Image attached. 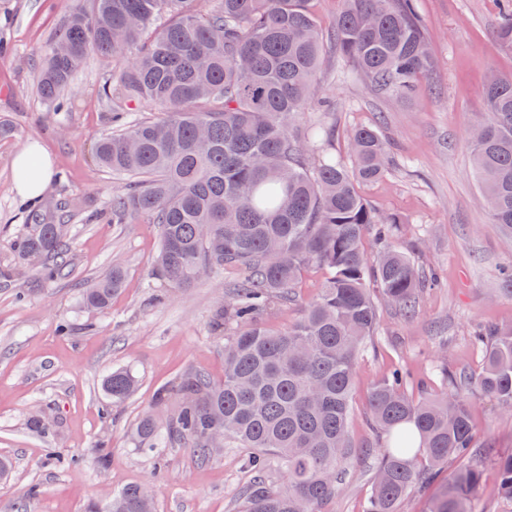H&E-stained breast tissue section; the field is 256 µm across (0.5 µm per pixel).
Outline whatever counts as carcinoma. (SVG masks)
<instances>
[{"label":"carcinoma","mask_w":512,"mask_h":512,"mask_svg":"<svg viewBox=\"0 0 512 512\" xmlns=\"http://www.w3.org/2000/svg\"><path fill=\"white\" fill-rule=\"evenodd\" d=\"M94 2L92 12L75 7L64 17L37 83L40 99L61 112L88 49L112 58L102 95L112 100L114 127L98 140L96 158L123 185L110 209L87 221L128 224L141 216L158 225L154 276L173 293L226 267L249 269L214 316L215 329L232 330L224 339V379L189 370L155 393L158 407L176 401L164 444L205 459L216 453L221 433L226 443L273 454L288 489L270 492L259 483L241 512H322L351 454L355 362L378 323L372 292L412 315L432 280L392 246L399 218L369 206L358 190L385 171L379 130L353 133L349 169L332 156L310 159L292 126L315 96L327 40L378 90L412 96L433 67L414 0H343L327 30L316 0H213L204 13L192 8L194 0ZM498 33L512 52V0H503ZM484 101L473 166L493 222L512 229V76L490 81ZM130 104L137 112L153 107L161 117L133 120L125 113ZM38 218L13 240L21 265L0 270V278L19 280L28 266L47 281L69 274L64 217ZM369 231L383 244L374 260L363 245ZM311 265L329 271L319 295L288 330L270 331L260 312L272 298L294 301L296 281ZM123 282V271L112 268L83 289L82 305L107 308ZM477 342L485 350L481 371L459 373L438 396L409 397L400 373L372 389L371 419L391 446L374 468L364 512H400L411 489L434 481L450 462L458 468L429 512H472L481 472L472 463L467 393L512 411V327L486 329ZM103 386L118 403L135 392L137 380L120 368ZM132 442L159 445L153 413L142 415ZM494 466L499 494L512 502V454L495 458ZM86 512H153V502L133 484L112 495L111 508L96 500Z\"/></svg>","instance_id":"cac0c4a2"}]
</instances>
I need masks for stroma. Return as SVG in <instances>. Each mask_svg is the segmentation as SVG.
Listing matches in <instances>:
<instances>
[{"label": "stroma", "instance_id": "stroma-1", "mask_svg": "<svg viewBox=\"0 0 512 512\" xmlns=\"http://www.w3.org/2000/svg\"><path fill=\"white\" fill-rule=\"evenodd\" d=\"M76 6L89 12L94 3L0 0V121L11 128L0 136V268L16 262L12 241L48 207L66 212L72 262L66 280L46 284L32 270L23 280L0 284V459L12 463L8 476L0 477V507L35 483L40 493L24 512H84L105 492L147 483L156 512H239L258 475L248 465L250 449L228 445L202 461L188 448L155 453L130 440L155 391L174 385L187 368L223 379L224 339L213 334L211 319L243 271L225 268L163 303L151 286L157 226L141 218L85 223L88 213L108 206L119 186L95 158L98 139L112 128V104L101 93L112 61L89 50L60 114L49 112L36 90L44 53ZM417 6L435 66L411 99L378 94L329 52L317 98L294 126L301 135L317 124L335 128L320 149L347 166L350 135L378 127L389 165L359 191L373 208L399 217L394 246L439 281L421 290L411 318L376 298L379 321L357 357L352 384L354 453L323 512H364L373 468L387 444L369 414V394L379 381L401 369L410 375V397L442 392L456 372L480 371L484 351L473 342L476 332L512 326V283L500 274L512 262V230L492 223L468 147L485 115V86L492 77L512 75V53L498 40L499 0H417ZM31 142L51 159L53 177L42 197L29 203L13 191L12 178L17 152ZM115 266L124 272L122 291L107 309L83 307V288ZM328 275L322 267L306 268L296 304L274 300L262 313L268 329L286 330ZM115 368L133 371L139 386L114 404L102 381ZM470 399L475 445L483 450L477 458L483 480L472 508L512 512L494 468L495 455L512 453V413L482 395ZM106 408L111 417H103ZM35 412L48 421V432L31 428ZM104 441L109 465L101 469L94 457Z\"/></svg>", "mask_w": 512, "mask_h": 512}]
</instances>
